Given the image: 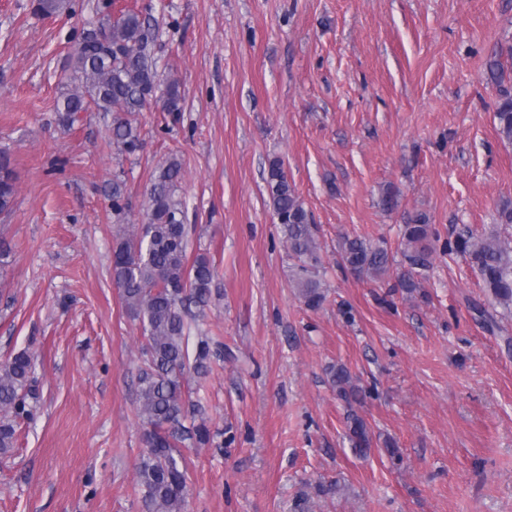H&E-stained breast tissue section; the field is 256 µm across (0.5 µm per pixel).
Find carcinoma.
<instances>
[{"mask_svg": "<svg viewBox=\"0 0 512 512\" xmlns=\"http://www.w3.org/2000/svg\"><path fill=\"white\" fill-rule=\"evenodd\" d=\"M71 9V0H36L35 12L56 15ZM99 18L83 30L72 56L66 89L55 104L59 121L71 126L83 112L111 117L112 144L127 154L143 147V138L130 116L148 106L169 114L183 111L184 97L177 79L159 73L155 48L159 26L146 11L128 9L112 15L104 2ZM500 137L512 143V95L501 94L494 112ZM182 163L168 157L152 174L147 187L144 224H130L113 248L112 280L130 317L139 323L137 412L145 426L147 447L136 467V484L146 512H184L187 462L177 445L209 442L204 423L185 425L186 397L191 375L207 372L221 355L220 343L199 328L210 306L217 270L207 253H188L186 204L179 196ZM273 215L282 227L288 254L295 260L293 277L298 298L312 310L326 300L322 279L318 228L289 182L278 159L270 161L266 179ZM18 191L11 153L0 149V214L11 211ZM116 223L126 220L123 182L112 183ZM435 231L419 214L404 225L405 257L410 271L394 287L407 294L420 291L419 271L429 267ZM448 252L469 260L494 305L512 311V243L496 230L468 232L448 242ZM343 263L358 277L378 279L388 273L387 248L360 237H347L341 246ZM34 356L27 350L0 361V453L13 447L15 422L31 414ZM338 398L346 402V436L360 456L367 455L373 437L366 421L353 409L362 387L349 369L329 371Z\"/></svg>", "mask_w": 512, "mask_h": 512, "instance_id": "obj_1", "label": "carcinoma"}]
</instances>
